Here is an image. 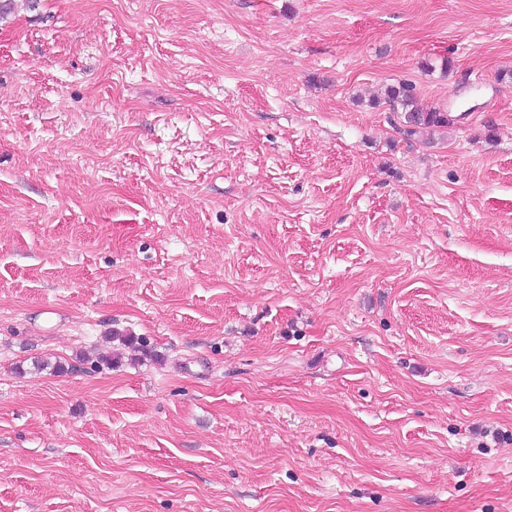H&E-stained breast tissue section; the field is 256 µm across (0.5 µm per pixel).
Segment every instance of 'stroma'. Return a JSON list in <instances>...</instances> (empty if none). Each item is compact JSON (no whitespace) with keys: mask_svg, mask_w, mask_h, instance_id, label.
<instances>
[{"mask_svg":"<svg viewBox=\"0 0 512 512\" xmlns=\"http://www.w3.org/2000/svg\"><path fill=\"white\" fill-rule=\"evenodd\" d=\"M0 512H512V0H14ZM384 101L393 111L397 112L399 106L401 112H405L404 119L410 135L424 128H448L453 121L448 111L421 108L416 101L413 87L407 83L388 86L384 93Z\"/></svg>","mask_w":512,"mask_h":512,"instance_id":"35a3bbf8","label":"stroma"}]
</instances>
